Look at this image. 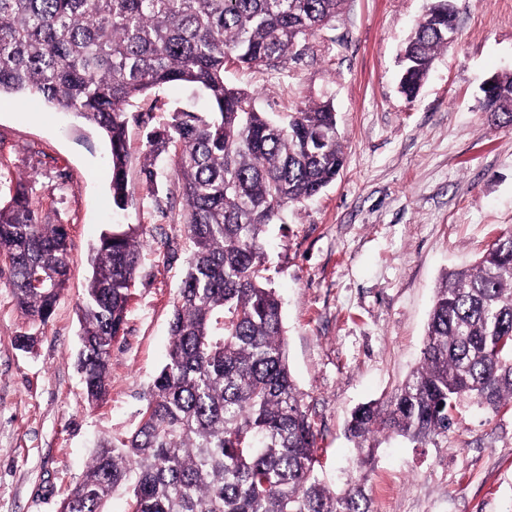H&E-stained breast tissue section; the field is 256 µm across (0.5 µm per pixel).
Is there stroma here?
I'll list each match as a JSON object with an SVG mask.
<instances>
[{"label": "stroma", "mask_w": 512, "mask_h": 512, "mask_svg": "<svg viewBox=\"0 0 512 512\" xmlns=\"http://www.w3.org/2000/svg\"><path fill=\"white\" fill-rule=\"evenodd\" d=\"M428 0H345L301 58L228 65L224 80L278 117L331 96L345 163L317 197L270 227L268 275L282 301L288 362L310 406L330 489L360 475L344 434L359 404L385 399L419 364L436 290L512 230V128L483 109L487 78L512 73V0H453L456 33L419 94L399 91L398 55ZM203 91L165 85L132 100L129 200L112 203L110 147L73 115L0 99V200L30 187L47 223L68 227L70 269L47 323L29 322L0 278V512H58L98 442L135 429L163 366L192 243L181 190L150 133ZM156 169V184L145 178ZM145 245L106 398L89 405L77 369L90 258L110 225ZM35 336L32 348L18 338ZM366 490L374 512H512V409L465 407L438 445L382 441Z\"/></svg>", "instance_id": "35a3bbf8"}]
</instances>
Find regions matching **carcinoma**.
Returning a JSON list of instances; mask_svg holds the SVG:
<instances>
[{"instance_id":"obj_1","label":"carcinoma","mask_w":512,"mask_h":512,"mask_svg":"<svg viewBox=\"0 0 512 512\" xmlns=\"http://www.w3.org/2000/svg\"><path fill=\"white\" fill-rule=\"evenodd\" d=\"M344 0H0V97L38 99L93 125L110 143L112 201L128 198L126 111L164 84L206 89L211 110L175 112L149 150L171 162L194 245L174 305L167 361L137 428L100 442L60 512H104L119 488L128 512H374L363 479L340 491L319 478L314 422L289 371L281 303L265 277L264 236L282 212L317 196L343 166L331 101L274 119L224 81V66L277 67L338 18ZM451 0L409 36L400 91L416 97L448 48ZM512 125V75L484 91ZM65 224H46L22 181L0 205V261L18 309L52 315L69 268ZM143 241L102 233L80 307L78 369L90 405L106 398ZM469 402L512 407V231L475 265L444 274L420 365L347 425L360 470L378 435L437 444Z\"/></svg>"}]
</instances>
